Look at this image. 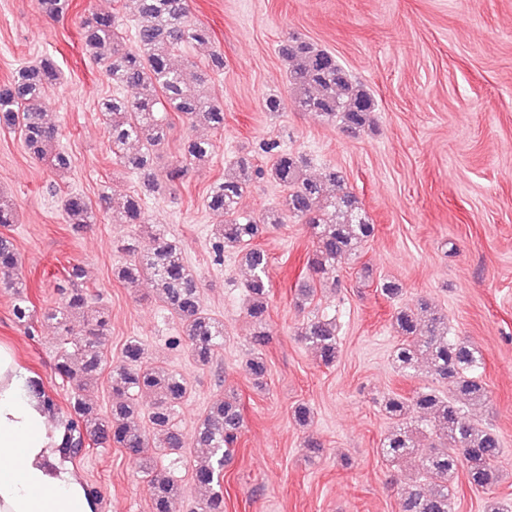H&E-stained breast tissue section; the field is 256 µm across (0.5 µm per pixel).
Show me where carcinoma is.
Segmentation results:
<instances>
[{
	"label": "carcinoma",
	"mask_w": 512,
	"mask_h": 512,
	"mask_svg": "<svg viewBox=\"0 0 512 512\" xmlns=\"http://www.w3.org/2000/svg\"><path fill=\"white\" fill-rule=\"evenodd\" d=\"M137 27L133 44L122 33L123 20L114 13H93L81 24L86 50L118 89L132 91L129 96L112 94L98 102V112L110 141L112 157L125 170L143 180L148 192L167 189L181 182L190 170L212 159L216 144L208 138H192L177 157L158 166L161 151L168 141V113L176 112L191 126L224 129V105L205 90L210 75L224 69V55L210 54L207 66L194 75L190 85L184 72L171 64V56L188 44H206L208 31L190 20V0H133ZM41 12L51 20L62 18L69 0H38ZM288 62V90L298 105L316 112L325 120L358 135L371 125L375 103L372 95L354 81L336 56L305 40L291 38L282 47ZM61 71L50 56L20 68L0 84V129L19 133L27 152L57 172L71 169L72 157L55 147L58 128L47 119V92L60 83ZM271 165L262 168L251 159L240 157L231 171L209 188L205 207L223 218L219 234L210 243L213 261H224L227 248L245 251L249 278L244 283L245 311L253 325L248 367L255 384L264 383L267 364L262 349L269 343L265 332L268 298L272 284L269 257L254 241L268 224H281L288 216L304 220L311 229L313 244L307 270L316 280H332L339 260L358 257L364 245L375 236V225L348 190L342 172L331 169L319 178L304 175L306 159L281 148L271 140L263 145ZM271 179L284 187L278 206L260 215H245L240 199L257 179ZM145 197L134 193L120 202L101 191L97 203L82 195L69 194L63 200L65 221L77 229L97 221L96 211L112 213V223L130 224L149 238L141 256L138 245L120 247L126 259L113 268L115 278L135 288L144 278L153 280L163 307L184 324V336L192 359L206 366L224 346V323L203 307L201 285L186 264L178 243L161 224L144 223ZM17 220L15 204L0 194V227ZM20 254L11 236L0 233V283L12 295L11 314L16 324L35 331V307L19 276ZM61 294L59 307L45 318L56 322L63 337L80 336L75 350H60L54 363L61 380L74 386L69 400L68 433L64 448L71 456L102 443L126 451L147 481L152 512H175L179 489L174 479L156 462L151 452V435L161 438L160 447L179 451L192 443L206 450L196 462V484L206 491L201 512H224L223 470L240 438L244 419L239 401L215 397L191 438L177 426L179 404L186 396V379L176 371H165L145 361L144 348L136 336L123 347L124 364L110 372L112 405L109 415L101 416L89 402L86 392L94 387L106 364L105 340L108 315L100 312L93 323L75 331L73 322L90 304L85 267L71 263L56 278ZM400 335L392 354L397 370L414 376L426 363L431 382L443 384L448 395L424 385L409 397L392 393L381 400L382 411L392 423L381 441L380 454L390 466L412 459L420 477L430 481L426 488L418 483L400 499V512H453L451 481L463 472L468 484L486 490L498 482L496 464L502 454L499 437L488 427L464 420L465 411L488 400L482 379L483 357L469 340L448 335L446 317L425 302L417 309L399 308L393 315ZM300 336L330 366L338 353L336 321L319 317L303 324ZM150 393L154 400L147 412L148 430L140 431L130 419L138 412L135 395ZM431 426L439 444L435 451L419 455L421 431L416 419Z\"/></svg>",
	"instance_id": "carcinoma-1"
}]
</instances>
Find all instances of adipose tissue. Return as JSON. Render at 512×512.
Returning <instances> with one entry per match:
<instances>
[{"instance_id":"obj_1","label":"adipose tissue","mask_w":512,"mask_h":512,"mask_svg":"<svg viewBox=\"0 0 512 512\" xmlns=\"http://www.w3.org/2000/svg\"><path fill=\"white\" fill-rule=\"evenodd\" d=\"M35 376L0 343V512H97L62 460L64 427L34 393Z\"/></svg>"}]
</instances>
